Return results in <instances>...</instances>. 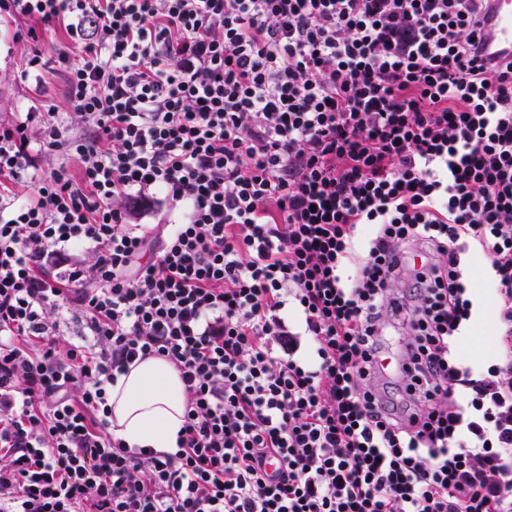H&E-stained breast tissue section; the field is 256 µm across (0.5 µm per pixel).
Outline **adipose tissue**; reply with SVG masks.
I'll list each match as a JSON object with an SVG mask.
<instances>
[{
	"instance_id": "adipose-tissue-1",
	"label": "adipose tissue",
	"mask_w": 512,
	"mask_h": 512,
	"mask_svg": "<svg viewBox=\"0 0 512 512\" xmlns=\"http://www.w3.org/2000/svg\"><path fill=\"white\" fill-rule=\"evenodd\" d=\"M107 394L115 438L132 448L175 451L187 397L178 371L169 362L158 357L134 362Z\"/></svg>"
}]
</instances>
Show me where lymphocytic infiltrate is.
<instances>
[{"label": "lymphocytic infiltrate", "instance_id": "f902f5d3", "mask_svg": "<svg viewBox=\"0 0 512 512\" xmlns=\"http://www.w3.org/2000/svg\"><path fill=\"white\" fill-rule=\"evenodd\" d=\"M487 3L0 0L80 39L27 68H63L83 124L0 122V512H512V62L478 55ZM153 204L176 220L132 223ZM472 245L499 327L477 367ZM150 356L188 395L172 453L110 432L108 385Z\"/></svg>", "mask_w": 512, "mask_h": 512}]
</instances>
